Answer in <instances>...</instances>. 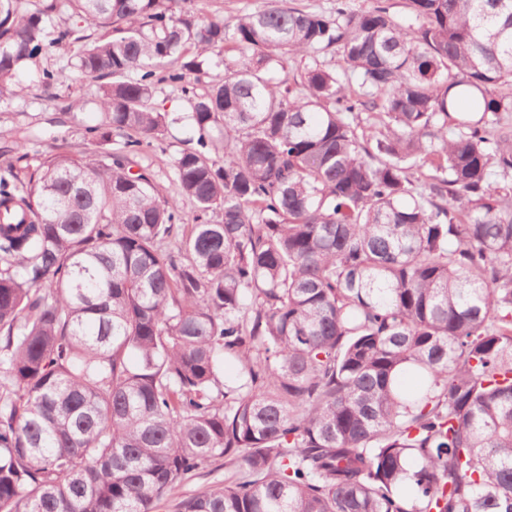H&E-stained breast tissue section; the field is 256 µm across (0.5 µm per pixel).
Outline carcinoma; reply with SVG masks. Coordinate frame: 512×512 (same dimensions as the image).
I'll return each mask as SVG.
<instances>
[{"mask_svg": "<svg viewBox=\"0 0 512 512\" xmlns=\"http://www.w3.org/2000/svg\"><path fill=\"white\" fill-rule=\"evenodd\" d=\"M405 7L0 0V99L79 42L119 137L3 150L0 512H512V0ZM261 0H198L201 17L204 20L224 18L233 20L239 14H243L260 6ZM154 103L161 112H175L184 105L179 89L166 83L156 86ZM190 136L188 130L183 126L172 129L171 134L160 142H154L152 148L147 149L139 160L143 166H149L156 181L169 195H177V187L174 182V175L170 168V159L173 155L189 147L184 143Z\"/></svg>", "mask_w": 512, "mask_h": 512, "instance_id": "cac0c4a2", "label": "carcinoma"}]
</instances>
